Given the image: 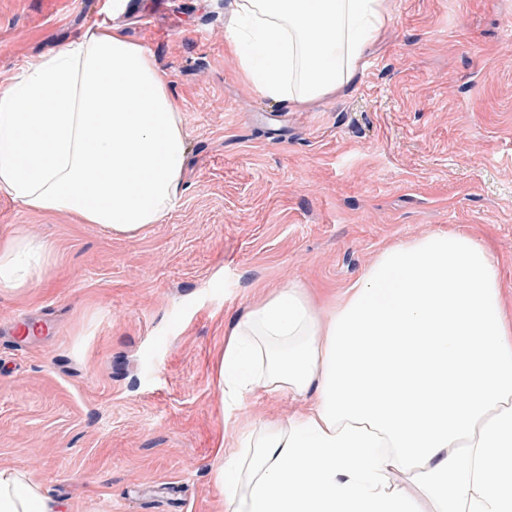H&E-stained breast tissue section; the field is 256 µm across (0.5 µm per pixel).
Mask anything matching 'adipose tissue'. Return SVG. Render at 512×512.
Returning a JSON list of instances; mask_svg holds the SVG:
<instances>
[{"mask_svg":"<svg viewBox=\"0 0 512 512\" xmlns=\"http://www.w3.org/2000/svg\"><path fill=\"white\" fill-rule=\"evenodd\" d=\"M391 16L392 0H236L225 41L258 94L301 106L348 85ZM186 152L166 72L118 22L0 87V193L24 208L137 237L179 199ZM219 374L232 405L309 401L217 454L224 512H512V317L470 235L386 247L325 314L288 284L230 320ZM0 512L61 509L17 468Z\"/></svg>","mask_w":512,"mask_h":512,"instance_id":"ef3b65f1","label":"adipose tissue"}]
</instances>
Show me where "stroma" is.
Here are the masks:
<instances>
[{
	"instance_id": "35a3bbf8",
	"label": "stroma",
	"mask_w": 512,
	"mask_h": 512,
	"mask_svg": "<svg viewBox=\"0 0 512 512\" xmlns=\"http://www.w3.org/2000/svg\"><path fill=\"white\" fill-rule=\"evenodd\" d=\"M104 0H0V86L102 20ZM346 88L303 108L260 96L224 52L235 0H129L119 18L167 72L187 135L184 191L134 239L0 194V237L40 280L0 289V469L63 512H224L213 477L245 419L223 400L229 317L298 282L339 295L386 245L485 244L512 310V0H393Z\"/></svg>"
}]
</instances>
